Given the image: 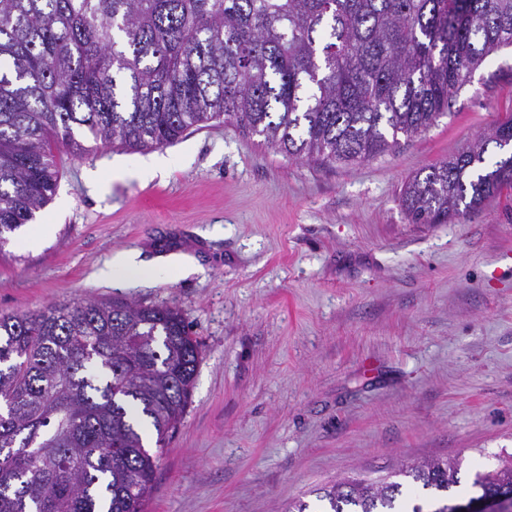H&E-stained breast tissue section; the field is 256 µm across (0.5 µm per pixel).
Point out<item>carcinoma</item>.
<instances>
[{
    "mask_svg": "<svg viewBox=\"0 0 512 512\" xmlns=\"http://www.w3.org/2000/svg\"><path fill=\"white\" fill-rule=\"evenodd\" d=\"M512 47V0H0V256L53 198L56 153L163 148L224 121L290 158L377 157ZM512 189V113L417 172L401 202L445 224ZM200 347L181 310L120 300L0 313V512H143ZM156 432V451L143 436ZM461 464L316 489L328 512H454ZM512 487V454L469 497Z\"/></svg>",
    "mask_w": 512,
    "mask_h": 512,
    "instance_id": "carcinoma-1",
    "label": "carcinoma"
}]
</instances>
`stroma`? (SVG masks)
Returning <instances> with one entry per match:
<instances>
[{
  "mask_svg": "<svg viewBox=\"0 0 512 512\" xmlns=\"http://www.w3.org/2000/svg\"><path fill=\"white\" fill-rule=\"evenodd\" d=\"M512 113V48L427 131L374 159H292L221 122L160 149L58 156V189L0 260V313L122 299L172 306L200 343L144 512H276L355 473L433 457L463 481L512 454V190L409 223L407 179ZM120 176H109L113 165ZM159 268L102 277L114 254Z\"/></svg>",
  "mask_w": 512,
  "mask_h": 512,
  "instance_id": "obj_1",
  "label": "stroma"
}]
</instances>
